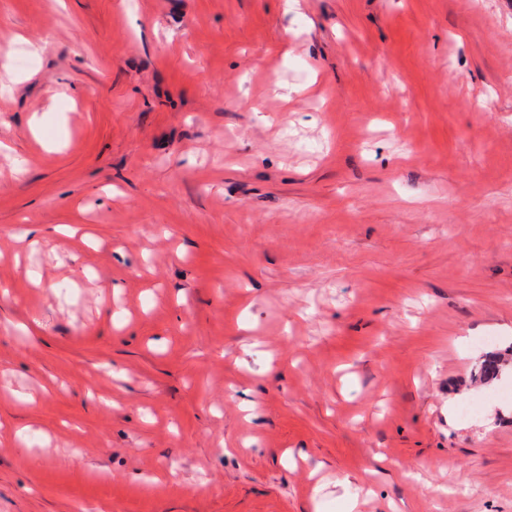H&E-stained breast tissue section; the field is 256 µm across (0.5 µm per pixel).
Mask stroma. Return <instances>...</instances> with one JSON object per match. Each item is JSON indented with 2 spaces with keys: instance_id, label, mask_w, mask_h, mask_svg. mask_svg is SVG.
<instances>
[{
  "instance_id": "obj_1",
  "label": "stroma",
  "mask_w": 512,
  "mask_h": 512,
  "mask_svg": "<svg viewBox=\"0 0 512 512\" xmlns=\"http://www.w3.org/2000/svg\"><path fill=\"white\" fill-rule=\"evenodd\" d=\"M0 80V512H512V0H0Z\"/></svg>"
}]
</instances>
